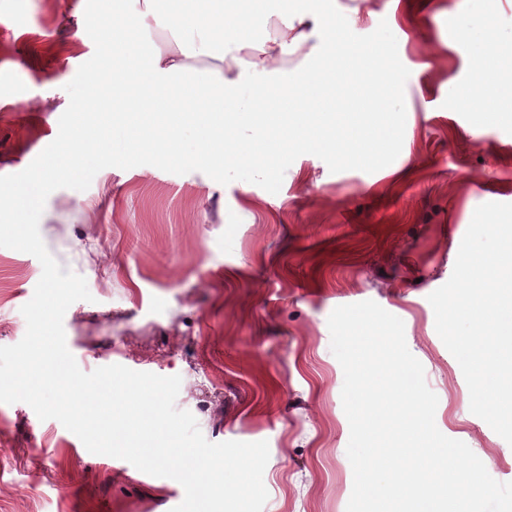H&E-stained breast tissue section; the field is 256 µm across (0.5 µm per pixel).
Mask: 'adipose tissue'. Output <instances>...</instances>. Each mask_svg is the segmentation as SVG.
<instances>
[{"label":"adipose tissue","instance_id":"adipose-tissue-1","mask_svg":"<svg viewBox=\"0 0 512 512\" xmlns=\"http://www.w3.org/2000/svg\"><path fill=\"white\" fill-rule=\"evenodd\" d=\"M159 19L164 46L139 57L136 38L118 59L93 66L91 94L69 140L76 156L96 137L128 155L157 162L191 157L208 166L274 176L296 151L323 154L326 137L341 142L364 128L365 158L386 146L382 131L401 103L406 73L394 59L399 30L378 32L336 54L326 27L357 24L338 0H143ZM457 49L470 63L465 87L448 99L475 123L512 122V40L498 30L488 0H469L456 17ZM301 57V81L288 76Z\"/></svg>","mask_w":512,"mask_h":512}]
</instances>
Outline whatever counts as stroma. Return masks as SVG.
<instances>
[{
  "instance_id": "1",
  "label": "stroma",
  "mask_w": 512,
  "mask_h": 512,
  "mask_svg": "<svg viewBox=\"0 0 512 512\" xmlns=\"http://www.w3.org/2000/svg\"><path fill=\"white\" fill-rule=\"evenodd\" d=\"M371 13L336 39L366 43L398 22L406 127L398 158L373 173L330 172L311 154L278 193L204 173L108 167L84 191L59 189L40 219L50 254L82 275L66 342L82 371L112 364L177 375L178 409L205 438L267 441L263 512H346L353 488L344 374L328 317L377 302L405 325L439 399L438 429L463 441L497 481L512 482V445L469 409L462 370L438 336L429 295L452 275L475 209L512 203V125L475 127L448 106L469 62L448 17L466 0H432L411 23L391 0H339ZM86 0H0V176L25 169L57 136L65 86L95 51ZM42 274L0 247V346L26 331L20 309ZM182 486L92 454L58 420L0 403V512H171Z\"/></svg>"
}]
</instances>
